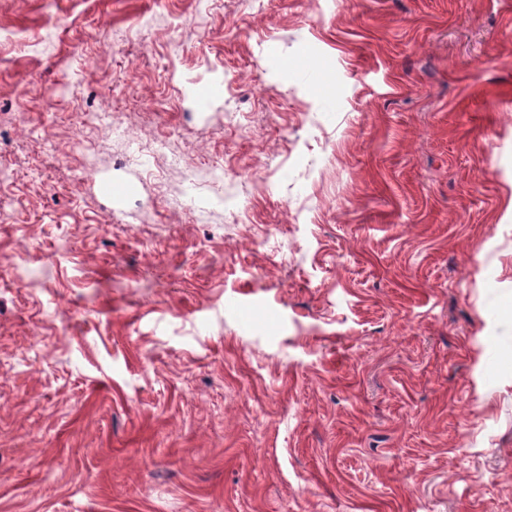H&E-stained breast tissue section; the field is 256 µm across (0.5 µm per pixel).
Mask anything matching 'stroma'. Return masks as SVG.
I'll return each mask as SVG.
<instances>
[{"instance_id": "35a3bbf8", "label": "stroma", "mask_w": 512, "mask_h": 512, "mask_svg": "<svg viewBox=\"0 0 512 512\" xmlns=\"http://www.w3.org/2000/svg\"><path fill=\"white\" fill-rule=\"evenodd\" d=\"M0 27V512H512V0Z\"/></svg>"}]
</instances>
